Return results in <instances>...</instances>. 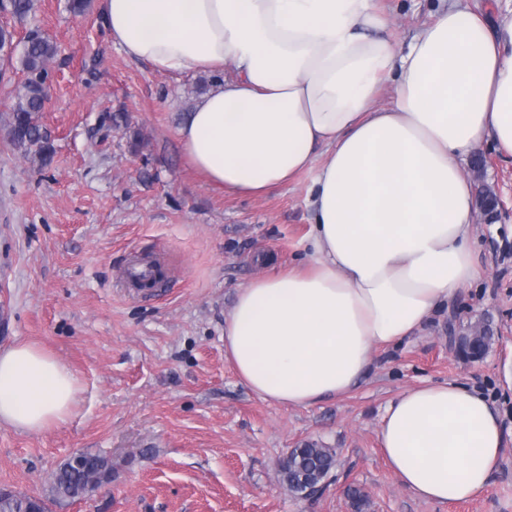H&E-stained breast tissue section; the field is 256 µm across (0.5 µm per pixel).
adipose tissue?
Here are the masks:
<instances>
[{
	"mask_svg": "<svg viewBox=\"0 0 512 512\" xmlns=\"http://www.w3.org/2000/svg\"><path fill=\"white\" fill-rule=\"evenodd\" d=\"M112 39L161 74L218 81L177 128L212 187L261 198L306 171V259L238 290L224 358L256 395L309 408L352 392L375 351L419 334L479 277L472 187L484 139L512 156V16L454 0L406 46L378 0H101ZM394 101L380 108L382 83ZM71 368L34 343L0 349V422L71 416ZM379 447L399 483L445 504L486 489L505 451L481 392L407 389Z\"/></svg>",
	"mask_w": 512,
	"mask_h": 512,
	"instance_id": "1",
	"label": "adipose tissue"
}]
</instances>
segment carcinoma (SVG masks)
<instances>
[{
  "instance_id": "obj_1",
  "label": "carcinoma",
  "mask_w": 512,
  "mask_h": 512,
  "mask_svg": "<svg viewBox=\"0 0 512 512\" xmlns=\"http://www.w3.org/2000/svg\"><path fill=\"white\" fill-rule=\"evenodd\" d=\"M57 54V45L47 36L30 31L21 56L27 79L16 100L8 121L10 142L19 151L32 156L42 165L51 160L50 134L38 122L46 100L45 77L48 63ZM335 452L306 442L293 449L284 472L291 490L304 493L298 478L307 475L319 482L334 465ZM112 475V464L98 455L80 453L67 460L55 473L50 486L51 496L0 494V512H49L48 502L57 499H76L93 492L100 477Z\"/></svg>"
}]
</instances>
